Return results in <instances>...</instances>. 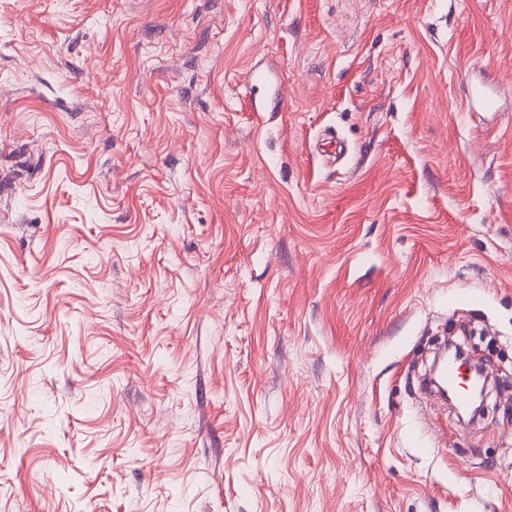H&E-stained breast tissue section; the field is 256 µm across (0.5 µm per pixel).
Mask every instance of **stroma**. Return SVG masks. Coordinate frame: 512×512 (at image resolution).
Here are the masks:
<instances>
[{
	"label": "stroma",
	"instance_id": "35a3bbf8",
	"mask_svg": "<svg viewBox=\"0 0 512 512\" xmlns=\"http://www.w3.org/2000/svg\"><path fill=\"white\" fill-rule=\"evenodd\" d=\"M467 325L512 374V0H0V512H512Z\"/></svg>",
	"mask_w": 512,
	"mask_h": 512
}]
</instances>
